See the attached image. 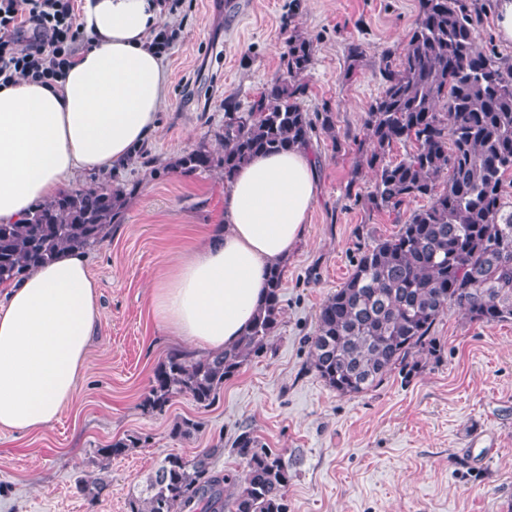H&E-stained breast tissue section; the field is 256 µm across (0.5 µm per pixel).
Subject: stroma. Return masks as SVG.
<instances>
[{
  "label": "stroma",
  "mask_w": 512,
  "mask_h": 512,
  "mask_svg": "<svg viewBox=\"0 0 512 512\" xmlns=\"http://www.w3.org/2000/svg\"><path fill=\"white\" fill-rule=\"evenodd\" d=\"M164 54L168 98L149 142L112 173H90L73 188L137 183L123 223L87 252L103 319L74 398L46 429L0 430V512H130L128 502L168 454L211 448L214 470L243 469L230 451L242 431L281 454L293 478L286 512H512V320L479 324L458 309L435 323V355L411 375L388 374L362 395H342L312 370L309 346L323 302L351 274L365 247L394 234L399 213L365 203L370 171L353 176L362 118L381 92L383 52L400 54L418 19V0H167ZM475 44L504 65L512 44L495 28L496 0H475ZM314 42L305 74L308 112L336 114L335 134L319 133L312 156L317 200L308 234L290 255L280 330L266 354L226 381L200 408L186 396L162 414L144 409L153 371L181 341L153 317L150 289L186 244L213 227L224 207L220 170L171 167L199 145L219 151L224 98L248 106L279 68L285 26ZM363 49L348 69L351 44ZM201 427L169 435L175 418ZM137 438L101 471L97 448ZM106 476L96 501L83 481Z\"/></svg>",
  "instance_id": "1"
}]
</instances>
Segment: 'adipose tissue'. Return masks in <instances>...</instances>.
Masks as SVG:
<instances>
[{
    "mask_svg": "<svg viewBox=\"0 0 512 512\" xmlns=\"http://www.w3.org/2000/svg\"><path fill=\"white\" fill-rule=\"evenodd\" d=\"M163 0H83L75 24L89 45L59 82L0 86V223L65 190L82 171L126 163L155 131L168 86L153 39ZM317 195L303 147L260 154L224 190L221 226L162 273L153 314L198 350H222L248 329L269 271L307 234ZM102 321L96 282L65 251L0 286V429L52 425L70 401Z\"/></svg>",
    "mask_w": 512,
    "mask_h": 512,
    "instance_id": "obj_1",
    "label": "adipose tissue"
}]
</instances>
